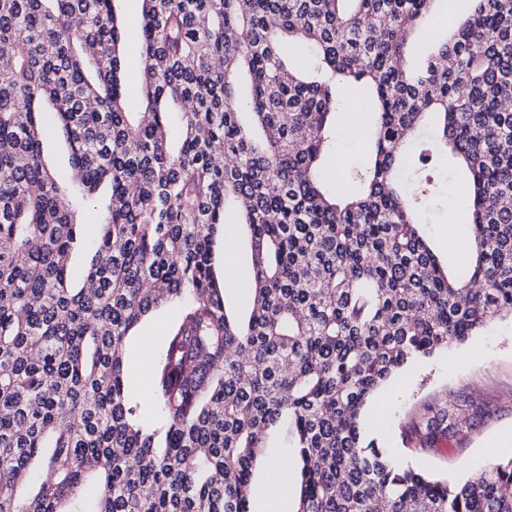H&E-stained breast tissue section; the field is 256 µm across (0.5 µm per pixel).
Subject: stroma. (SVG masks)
<instances>
[{
	"label": "stroma",
	"instance_id": "obj_1",
	"mask_svg": "<svg viewBox=\"0 0 512 512\" xmlns=\"http://www.w3.org/2000/svg\"><path fill=\"white\" fill-rule=\"evenodd\" d=\"M116 10L124 23L123 80L131 100H138L141 82L138 0H118ZM335 153L341 160L340 170L329 178L337 195H347L354 186L355 174L365 164L364 146L337 140ZM468 205L466 177L463 172L442 174L436 196L425 209L424 233L433 249L449 267L465 271L468 256L461 248L467 239V226H448L449 208L465 210ZM233 284L226 290L229 310L245 314L250 304V251L247 243L228 232L225 250L217 251ZM172 307L163 305L150 312L127 342V385L141 393L148 357L162 344L163 331L172 317ZM473 399L481 411L466 439L458 441L445 435L436 436L426 451L413 452L406 438L411 418L425 408ZM366 431L394 455L416 467L451 479L463 480L488 460L490 453L512 456V320L496 321L487 330L464 345L438 352L418 360L401 371L384 387L363 413ZM267 457L259 458L253 470L251 512H264L268 460L293 461L295 452L287 444L283 430L270 436Z\"/></svg>",
	"mask_w": 512,
	"mask_h": 512
}]
</instances>
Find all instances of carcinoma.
<instances>
[{"mask_svg":"<svg viewBox=\"0 0 512 512\" xmlns=\"http://www.w3.org/2000/svg\"><path fill=\"white\" fill-rule=\"evenodd\" d=\"M113 2L0 0V512H251L281 427L296 512H512V457L450 481L362 420L405 365L512 316V0L451 22L436 0H141L135 111ZM421 29L439 37L415 66ZM355 85L376 103L372 157L340 199L322 173ZM46 101L70 191L43 158ZM450 153L470 173L464 277L420 231L435 183L400 182L409 160ZM102 188V218L79 222ZM231 209L251 256L244 318L215 252ZM163 304L146 405L127 340ZM474 405L410 432L421 448L460 439ZM270 443L275 448H268L269 453L257 460L253 470V494L251 500V511H265V484L268 478L267 461L277 459L286 460L290 476L288 480L291 484L290 490L285 493L284 500L279 506L284 512H292L296 510V483L297 476L292 470V463L295 457L294 448L286 442L283 430L276 429L270 436Z\"/></svg>","mask_w":512,"mask_h":512,"instance_id":"obj_1","label":"carcinoma"}]
</instances>
